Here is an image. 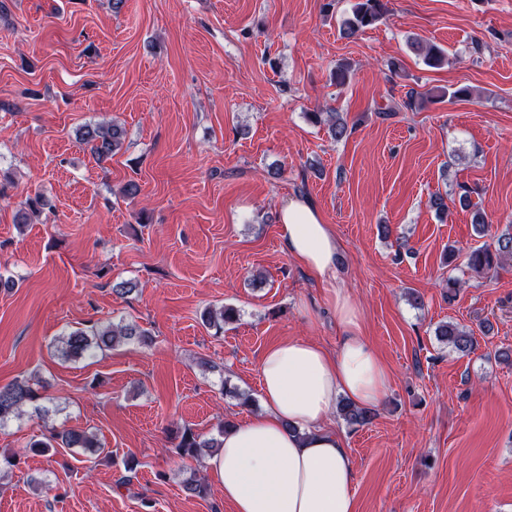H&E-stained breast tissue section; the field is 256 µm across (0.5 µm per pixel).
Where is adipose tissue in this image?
<instances>
[{
	"mask_svg": "<svg viewBox=\"0 0 512 512\" xmlns=\"http://www.w3.org/2000/svg\"><path fill=\"white\" fill-rule=\"evenodd\" d=\"M279 237L316 281L336 280L340 244L310 199L281 207ZM330 303L341 331L337 351L301 339L267 348L259 363L263 410L227 430L207 461L232 512H356L354 465L327 422L339 397L377 405L388 370L363 334L355 301L336 289Z\"/></svg>",
	"mask_w": 512,
	"mask_h": 512,
	"instance_id": "ef3b65f1",
	"label": "adipose tissue"
}]
</instances>
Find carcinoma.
<instances>
[{
    "instance_id": "cac0c4a2",
    "label": "carcinoma",
    "mask_w": 512,
    "mask_h": 512,
    "mask_svg": "<svg viewBox=\"0 0 512 512\" xmlns=\"http://www.w3.org/2000/svg\"><path fill=\"white\" fill-rule=\"evenodd\" d=\"M389 12L388 0H356L352 5L350 15L341 24L342 35L354 37L369 28L375 27ZM411 48L420 56L426 66L442 67L447 57L438 46L415 40ZM326 125L328 133L335 140H341L348 135L349 126L346 120L336 112L327 113ZM79 138L85 144L93 157L103 161L121 149L124 130L117 124H85L79 129ZM512 257V231H507L493 237L492 242L475 248L466 254V268L474 274H488L502 267V262ZM237 311L230 306L218 310L208 309L201 315L204 327L214 331V335L224 334V325L236 319ZM436 336L446 345L460 352H470L474 349V340L470 332L453 323H443L436 329ZM152 342L151 333L140 327L134 321L109 322L88 328L69 330L59 338L58 351L65 360H77L93 357L101 351L122 344L148 345ZM42 399L37 383L15 381L0 387V427L7 422L21 417L25 408L32 406L37 410L42 407L37 402ZM338 412L343 419L352 425L363 424L370 417V411L356 406L348 401L338 404ZM30 451L36 455H48L58 448H81L91 455L100 450V445L94 434L85 430L67 429L58 431L50 429L47 434L33 438L27 444ZM221 448V440L205 438L192 429L186 428L179 435L175 452L182 458L198 460L205 452L216 453ZM187 493L204 497L207 485L196 472H191L184 481Z\"/></svg>"
}]
</instances>
